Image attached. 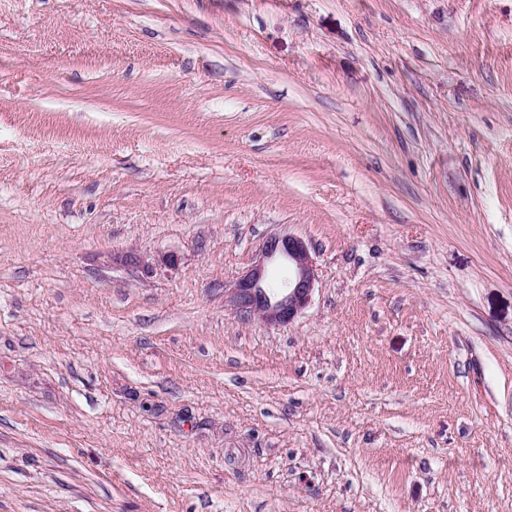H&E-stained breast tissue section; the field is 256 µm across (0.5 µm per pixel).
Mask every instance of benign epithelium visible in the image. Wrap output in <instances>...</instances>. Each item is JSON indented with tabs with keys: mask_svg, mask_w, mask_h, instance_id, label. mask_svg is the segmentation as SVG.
<instances>
[{
	"mask_svg": "<svg viewBox=\"0 0 512 512\" xmlns=\"http://www.w3.org/2000/svg\"><path fill=\"white\" fill-rule=\"evenodd\" d=\"M281 259L291 275L281 288L268 286L266 263ZM317 272L308 245L297 236L269 237L262 245L261 257L231 288L230 300L239 319H259L269 325L290 323L309 305Z\"/></svg>",
	"mask_w": 512,
	"mask_h": 512,
	"instance_id": "1",
	"label": "benign epithelium"
}]
</instances>
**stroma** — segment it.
<instances>
[{"mask_svg": "<svg viewBox=\"0 0 512 512\" xmlns=\"http://www.w3.org/2000/svg\"><path fill=\"white\" fill-rule=\"evenodd\" d=\"M0 512H512V0H0ZM275 259L284 260L291 269L283 288L268 286L266 262ZM316 281V266L305 241L291 234L271 236L263 243L257 264L233 284L230 300L243 322L257 318L269 325L290 323L309 305Z\"/></svg>", "mask_w": 512, "mask_h": 512, "instance_id": "35a3bbf8", "label": "stroma"}]
</instances>
